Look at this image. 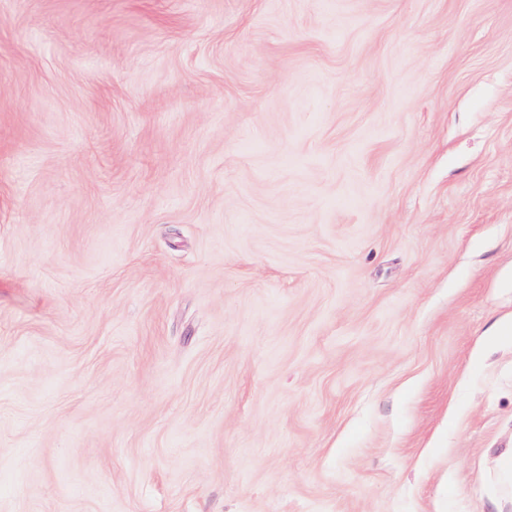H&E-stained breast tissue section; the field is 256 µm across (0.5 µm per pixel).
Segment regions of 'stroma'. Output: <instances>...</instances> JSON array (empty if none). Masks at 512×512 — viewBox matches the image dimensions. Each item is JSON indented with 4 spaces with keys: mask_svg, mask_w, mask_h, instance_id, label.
<instances>
[{
    "mask_svg": "<svg viewBox=\"0 0 512 512\" xmlns=\"http://www.w3.org/2000/svg\"><path fill=\"white\" fill-rule=\"evenodd\" d=\"M512 0H0V512H512Z\"/></svg>",
    "mask_w": 512,
    "mask_h": 512,
    "instance_id": "stroma-1",
    "label": "stroma"
}]
</instances>
